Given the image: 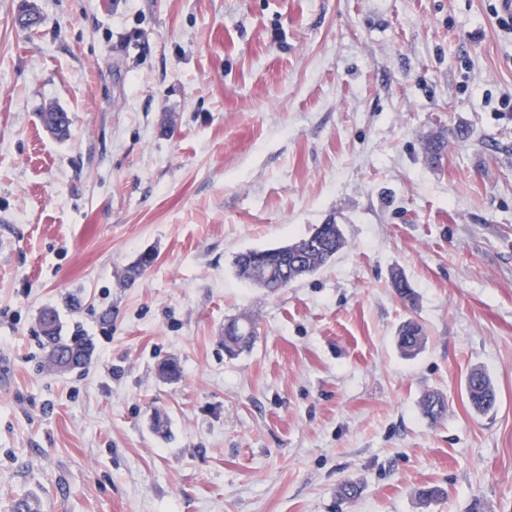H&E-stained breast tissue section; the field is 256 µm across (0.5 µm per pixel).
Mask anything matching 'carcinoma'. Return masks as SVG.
I'll return each instance as SVG.
<instances>
[{"instance_id":"carcinoma-1","label":"carcinoma","mask_w":512,"mask_h":512,"mask_svg":"<svg viewBox=\"0 0 512 512\" xmlns=\"http://www.w3.org/2000/svg\"><path fill=\"white\" fill-rule=\"evenodd\" d=\"M48 130L58 136H65L70 124L53 123L60 115L48 110L41 115ZM346 244L344 235L337 224H320L307 236L288 245L265 249H252L240 253L235 259L237 275L243 280L276 291L286 288L297 280L310 275L328 264ZM255 338L253 321L247 316L229 320L224 325V350L234 356L251 346ZM423 345V329L413 320L402 323L397 330V346L406 356L416 353ZM67 346L73 357L67 364H84L88 361L89 342L74 337ZM465 391L474 410L487 412L494 408L497 394L490 377L475 370L465 381ZM423 413L432 421H440L446 412L445 399L438 393L427 394L421 402Z\"/></svg>"}]
</instances>
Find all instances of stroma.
Listing matches in <instances>:
<instances>
[{
	"label": "stroma",
	"instance_id": "stroma-1",
	"mask_svg": "<svg viewBox=\"0 0 512 512\" xmlns=\"http://www.w3.org/2000/svg\"><path fill=\"white\" fill-rule=\"evenodd\" d=\"M29 2L43 22L24 31L0 0V512H512L496 0ZM319 224L346 244L316 274L237 276L239 252ZM46 308L91 339L87 367L49 363ZM244 315L256 339L227 356ZM475 369L498 394L485 415ZM423 487L443 494L423 506ZM254 338V324L247 316L231 319L224 325V350L230 356L249 348ZM423 340L422 326L413 320L405 321L397 330V346L406 356L415 354L422 347ZM465 391L470 405L477 412H487L494 408L497 394L490 377L482 371H472L465 381Z\"/></svg>",
	"mask_w": 512,
	"mask_h": 512
}]
</instances>
